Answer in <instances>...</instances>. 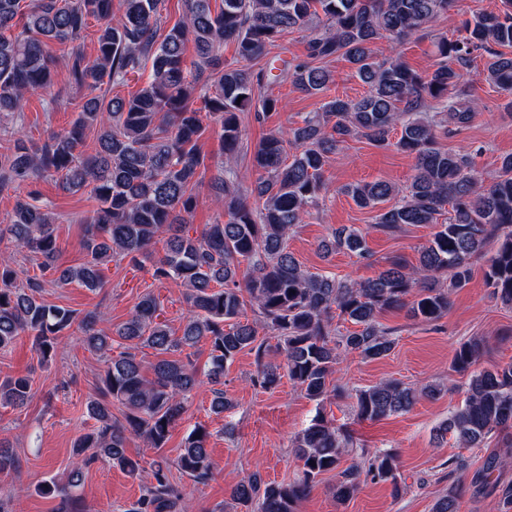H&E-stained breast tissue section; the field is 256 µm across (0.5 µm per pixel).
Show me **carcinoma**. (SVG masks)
I'll list each match as a JSON object with an SVG mask.
<instances>
[{
  "mask_svg": "<svg viewBox=\"0 0 512 512\" xmlns=\"http://www.w3.org/2000/svg\"><path fill=\"white\" fill-rule=\"evenodd\" d=\"M165 0H0V114L22 111L27 95L54 84L64 63L77 91L92 94L80 106L70 128L51 134L40 146L27 145L19 131L13 147L0 153V193L17 190L44 175L60 177L65 189L91 188L97 207L82 220L83 248L88 260L79 266L58 263L55 217L34 193L17 201L11 223L0 228L15 247L40 256V277L18 281L19 271L0 258V352L17 339L33 335L44 365L55 354L65 330L78 324L82 343L104 359L98 397L87 405L95 421L75 443L76 460L65 481L38 489L73 502L84 472L108 460L149 486L124 512H182L180 494L170 481L162 454L172 426L186 413L190 394L203 383L214 386L211 411L232 405L224 394V372L236 356L255 355L254 383L265 389L281 381V366L265 362L268 352L256 324L242 320L243 293L263 326L283 342L284 367L296 388L321 401L345 387L333 382L338 350L356 351L366 359L387 356L395 339L377 315L387 309H408L409 316L431 323L448 313L452 291L470 281L471 261L497 244L486 265V285L503 303L512 304V153L500 157L498 174L484 185L473 173L470 154L436 146V129L470 123L472 106L456 99V89L475 59L487 53L486 80L512 94V0L505 9L482 12L463 22L456 39L440 37L438 60L427 74L400 58H378L380 39L397 44L448 13L454 0H186L187 12L160 34ZM314 19L324 29L308 42L309 60L289 66L294 87L306 95L328 90L330 72L320 62L341 56L354 76L368 87L359 99L332 97L303 124L269 132L253 155L259 177L242 190L226 169L214 181V200L226 220L207 224L200 235L187 231L197 206L195 187L205 168L200 140L208 128L217 130L224 153L239 148L241 114L255 110L265 121L277 100L261 88L280 75L273 68L255 76L239 62L264 55L284 32L301 29ZM96 30V55L86 59L84 41L91 22ZM193 41L196 60L187 65L184 46ZM61 54L49 50V42ZM236 44L237 59L224 63V42ZM150 67L144 84L130 97L110 95L128 77ZM400 137L390 143L394 126ZM96 127L94 147L87 130ZM364 138L370 143L414 157L413 175L401 202L381 207L395 194L382 180L344 187L355 205L377 210L375 224L386 233L405 225L433 224L436 231L416 266L393 257L375 278L338 281L312 273L288 250L294 228L327 190L324 167L343 143ZM163 255L154 277L186 287L190 307L182 334L157 321L158 304L147 294L128 319L112 329L95 311L47 305L39 297L43 280L57 285H102L100 266L116 256L135 261L156 243ZM326 251L347 250L360 259L371 257L365 237L356 229L332 233ZM340 316L357 326L341 334L333 327ZM209 346L203 371L170 357L185 347ZM155 352L153 377L144 375L134 350ZM482 340L473 338L454 351L452 367L466 372L480 356ZM32 393L31 375L0 380V407L21 408ZM436 387L405 386L387 381L356 394V416L377 421L409 412ZM123 408L113 416L112 404ZM512 429V364L470 374L464 404L448 413L435 439L452 435L463 448H478L494 430ZM141 438L154 457L147 462L127 454V443ZM301 476L288 484H269L260 473L238 483L232 500L245 512H297L316 479L337 469L342 456L354 451L352 435L319 415L295 440ZM512 463L506 452L486 460L473 480L489 482L495 470ZM10 444L0 440V472L15 467ZM178 468L198 482L212 475L208 432L195 427L186 437ZM389 482L399 491L396 454L363 450L359 460L338 473L333 495L345 502L356 493L361 474ZM460 490L452 487L437 500L433 512H458Z\"/></svg>",
  "mask_w": 512,
  "mask_h": 512,
  "instance_id": "obj_1",
  "label": "carcinoma"
}]
</instances>
